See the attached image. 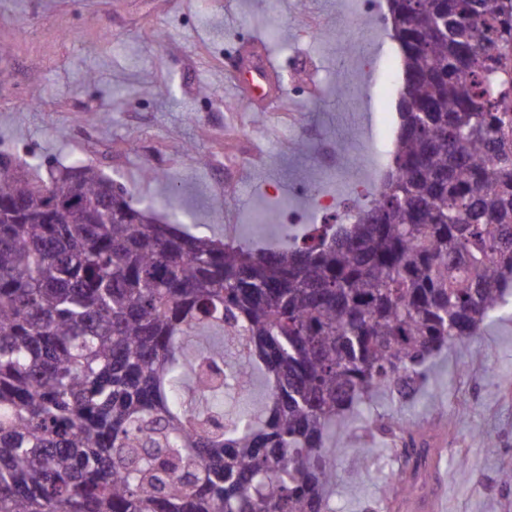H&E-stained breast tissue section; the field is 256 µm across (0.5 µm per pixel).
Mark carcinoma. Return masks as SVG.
I'll return each mask as SVG.
<instances>
[{"mask_svg": "<svg viewBox=\"0 0 512 512\" xmlns=\"http://www.w3.org/2000/svg\"><path fill=\"white\" fill-rule=\"evenodd\" d=\"M387 8L405 108L352 224L228 243L79 159L38 185L0 156V512H330L336 434L427 445L361 415L512 295V0Z\"/></svg>", "mask_w": 512, "mask_h": 512, "instance_id": "1", "label": "carcinoma"}]
</instances>
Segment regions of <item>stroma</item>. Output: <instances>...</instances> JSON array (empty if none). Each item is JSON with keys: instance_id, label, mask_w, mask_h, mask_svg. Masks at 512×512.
<instances>
[{"instance_id": "1", "label": "stroma", "mask_w": 512, "mask_h": 512, "mask_svg": "<svg viewBox=\"0 0 512 512\" xmlns=\"http://www.w3.org/2000/svg\"><path fill=\"white\" fill-rule=\"evenodd\" d=\"M386 0H374L359 20V0H0V155L28 177L82 159L124 186L134 205L153 202L166 220L170 184L176 203L192 212L193 234L243 239L252 212L282 202L276 221L321 223L297 184L323 183L346 208L357 184L375 180L384 122L398 124L404 86L381 82L363 58L401 68L390 36ZM261 39L280 61L282 97L264 110L243 101L224 71V51L245 35ZM357 45L342 50L344 36ZM348 88L335 95L337 83ZM111 113L110 122L98 119ZM317 136L307 139L308 129ZM247 136L252 159L232 188L224 173L184 152L206 157L233 149ZM306 141L308 154L291 147ZM347 142L351 166L327 168L326 143ZM156 169L163 182L142 173ZM233 205H225V195ZM434 425V493L411 506L392 500L389 476L403 465L402 442L389 431L368 440L359 431L337 435L332 512H512V300L471 341L434 361L422 396L370 405ZM466 462L470 477L456 473Z\"/></svg>"}]
</instances>
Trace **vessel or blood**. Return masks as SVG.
Wrapping results in <instances>:
<instances>
[{
    "label": "vessel or blood",
    "mask_w": 512,
    "mask_h": 512,
    "mask_svg": "<svg viewBox=\"0 0 512 512\" xmlns=\"http://www.w3.org/2000/svg\"><path fill=\"white\" fill-rule=\"evenodd\" d=\"M241 57L244 65L236 76L238 90L249 102L266 104L279 71L277 58L253 37L242 42Z\"/></svg>",
    "instance_id": "obj_1"
}]
</instances>
